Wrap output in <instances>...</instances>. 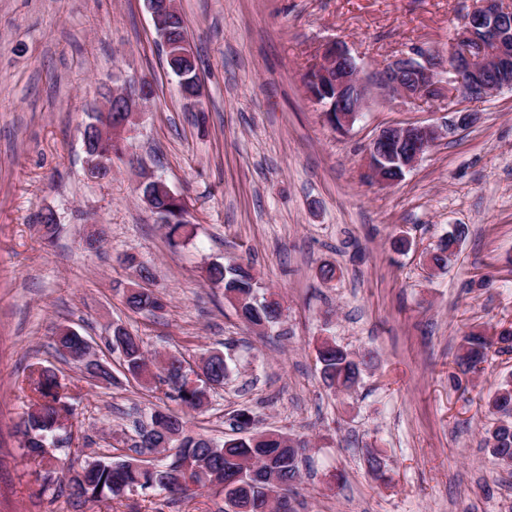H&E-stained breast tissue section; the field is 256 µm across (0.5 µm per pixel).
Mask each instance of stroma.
Returning a JSON list of instances; mask_svg holds the SVG:
<instances>
[{
    "label": "stroma",
    "instance_id": "obj_1",
    "mask_svg": "<svg viewBox=\"0 0 512 512\" xmlns=\"http://www.w3.org/2000/svg\"><path fill=\"white\" fill-rule=\"evenodd\" d=\"M197 58L206 125L186 111L144 0H0V512H218L222 494L169 501L133 493L70 505L57 476L27 458L17 423L31 406V364L55 367L78 435L59 469L132 455L137 421L181 407L127 378L108 341L121 324L149 353L188 362L223 352L231 375L193 413L195 432L231 437L249 412L259 430L307 440L295 512H512V475L492 473L488 394L512 353L479 373L454 357L463 336L512 325V90L475 103L376 94L345 132L326 121L304 76L322 44L344 42L364 74L421 47L448 55L474 0H178ZM149 80L154 97L101 180L88 177L82 131L106 88ZM478 113L456 128L458 112ZM441 135L396 185L371 180L366 149L385 126ZM153 171L189 209L197 234L171 242L139 199ZM57 216L46 232L40 216ZM468 227L454 260L429 256ZM102 233L85 247L89 228ZM407 250H394L397 237ZM132 253L166 303L154 316L123 303ZM251 261L283 321L250 329L204 269ZM337 267L326 283L322 263ZM68 327L93 342L115 384L95 387L54 349ZM372 354L355 390L322 381L323 338ZM379 450L387 481L366 458ZM468 227L464 224L456 225L451 232L448 233L440 247V252L432 257V263L436 268H445L448 265L449 256L452 255V249L459 241L466 237Z\"/></svg>",
    "mask_w": 512,
    "mask_h": 512
}]
</instances>
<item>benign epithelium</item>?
<instances>
[{
    "label": "benign epithelium",
    "instance_id": "7a95c632",
    "mask_svg": "<svg viewBox=\"0 0 512 512\" xmlns=\"http://www.w3.org/2000/svg\"><path fill=\"white\" fill-rule=\"evenodd\" d=\"M160 46L166 57L190 58V39L172 42L164 29L165 16L178 11L176 0H145ZM305 84L313 100L324 104L330 125L349 130L365 110L372 85L388 95L410 103L435 100L451 88L471 99L493 96L512 89V3L509 0H480L467 16L463 28L448 45L445 64H434L431 56L415 47L383 68L376 83L365 78L362 67L348 48L336 42L323 44L319 60L305 73ZM152 84L141 81L136 93L110 92L97 108L101 136L118 139L134 116L151 101ZM440 136L430 125H390L379 131L367 153L368 172L376 182L389 186L387 171L406 172L427 153Z\"/></svg>",
    "mask_w": 512,
    "mask_h": 512
}]
</instances>
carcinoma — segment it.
I'll list each match as a JSON object with an SVG mask.
<instances>
[{"instance_id": "obj_1", "label": "carcinoma", "mask_w": 512, "mask_h": 512, "mask_svg": "<svg viewBox=\"0 0 512 512\" xmlns=\"http://www.w3.org/2000/svg\"><path fill=\"white\" fill-rule=\"evenodd\" d=\"M92 122L84 130L98 156L103 161L104 172L112 169V161L123 157L120 143L110 139L92 138L98 114L90 115ZM154 214L158 216L172 240H189L196 232V225L182 219L183 205L171 191L156 184L149 187ZM468 227L459 224L448 233L440 247V252L432 257L438 268L448 265L452 249L466 237ZM206 280L224 288L228 300H242L248 320L253 323L266 321L278 323L282 315L281 303L275 298H258V288L251 263L243 265H223L213 263L205 270ZM126 306L139 314L154 315L164 309L159 292L151 288H139L133 282L124 289ZM80 341V335L60 331L55 344L58 352L73 350ZM498 342L480 333L470 332L463 336L455 356V363L465 372L479 371L477 365L487 361L489 350ZM112 350L121 354L127 372L140 378L145 364L143 339L128 331L124 326H116L109 340ZM208 365L202 375L210 386L221 387L229 376V367L224 354L213 352L208 355ZM181 355H165L153 361V379L167 388L168 398L177 401L187 411H197L203 407L198 391L187 387L188 370ZM321 375L330 388L341 391L351 390L357 383L359 365L367 363L366 357L355 360L347 350L339 345L317 355ZM83 377L94 385H107L114 379L107 368L83 371ZM34 401L40 403L41 415L37 418H23L20 432L24 437L27 454L32 460L43 464L46 448H68L70 437L58 438L62 429L57 426L60 420L73 421V409L61 392L56 370L49 366L33 364L28 376ZM487 410L493 417V425L486 430V445L493 464L500 470L512 472V381H503L490 393L486 401ZM264 440L256 443L249 434L239 440L232 438L218 442L212 438L193 434L188 421L155 409L150 412L148 427L138 431L135 447L140 453H151L158 448L174 451L170 463L161 464L150 471L130 463L127 459L112 460L102 458L94 464L86 465L72 472L65 483L68 497L75 502H99L122 497L138 490H158L170 497L186 495L195 490H218L224 493L226 505L243 507L257 503L268 493L282 485L293 486L301 480L302 456L292 447L283 443L288 438L275 431H261Z\"/></svg>"}]
</instances>
